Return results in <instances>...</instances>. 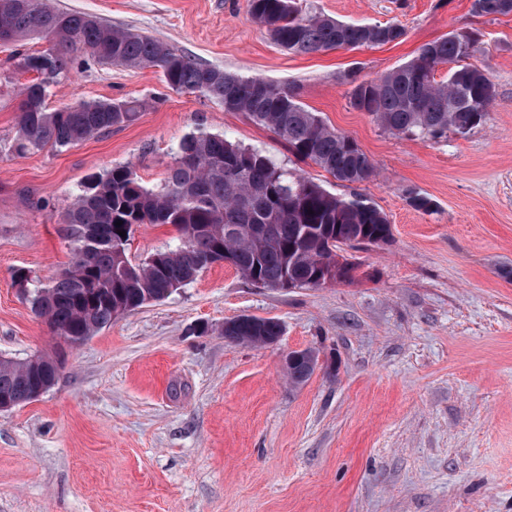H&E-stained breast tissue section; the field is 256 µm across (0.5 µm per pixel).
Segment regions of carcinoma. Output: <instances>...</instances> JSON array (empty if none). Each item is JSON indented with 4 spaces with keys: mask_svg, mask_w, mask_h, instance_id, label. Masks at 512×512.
Here are the masks:
<instances>
[{
    "mask_svg": "<svg viewBox=\"0 0 512 512\" xmlns=\"http://www.w3.org/2000/svg\"><path fill=\"white\" fill-rule=\"evenodd\" d=\"M29 2L25 10H0V28L9 29L13 42L50 37L56 86L69 78L78 51L101 63L156 68L171 89L198 92L226 112L245 113L271 130L295 157L314 162L339 182L361 183L375 172L354 139L326 125L284 85L203 65L148 35L114 28L83 12L60 10L46 0ZM249 8L270 39L293 55L397 43L405 35L395 23L353 24L304 13L297 0H249ZM471 12L509 15L512 0H472ZM478 43V33L454 30L423 44L410 60L376 79L359 82L349 72L344 78L353 84L351 105L393 135L434 142L450 131L465 135L487 120L496 98L492 81L468 63ZM41 56L25 54L20 61L21 68L37 77L20 90L17 131L9 147L16 155L47 144L62 148L85 141L133 123L145 109L138 100H79L49 110L50 88L39 77ZM447 64L448 76L436 80L437 67ZM407 195L416 210L436 211L433 200L420 191L409 189ZM66 223L70 268L45 286L34 285L25 269L15 274L21 287H34L33 312L73 346L113 317L168 297L217 260H228L252 283L273 287L288 278L300 288H318L328 279L354 281L357 264L336 260L340 246L392 237L386 215L368 199L334 195L263 152L212 134L180 143L157 190L141 185L128 167L92 178L70 204ZM140 224L172 225L177 244L133 261L128 242ZM120 230L126 235H119ZM225 335L232 343L251 344L255 336L277 335V324L243 325ZM49 359L1 360L0 395L28 401L38 364ZM312 373L306 359L288 362L294 384L306 382Z\"/></svg>",
    "mask_w": 512,
    "mask_h": 512,
    "instance_id": "obj_1",
    "label": "carcinoma"
}]
</instances>
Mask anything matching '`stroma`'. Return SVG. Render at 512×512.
<instances>
[{
	"mask_svg": "<svg viewBox=\"0 0 512 512\" xmlns=\"http://www.w3.org/2000/svg\"><path fill=\"white\" fill-rule=\"evenodd\" d=\"M140 31L199 62L294 88L375 165L359 184L294 157L267 128L158 70L76 53L47 99H139L124 127L18 157L17 53L0 45V356L60 357L40 398L0 411V512H512V14L472 15L471 0H297L351 23L401 24L399 43L309 55L282 51L249 0H51ZM481 45L471 62L496 87L485 124L441 142L396 136L350 104L344 79L373 80L453 30ZM221 135L302 171L330 192L361 194L393 239L341 253L350 283L259 288L219 263L167 298L113 318L72 347L50 334L15 285L68 266L66 212L90 178L127 166L158 188L179 143ZM430 196L413 209L407 189ZM169 225L136 227L129 256L164 250ZM273 318L277 345L229 342L225 321ZM319 368L293 385V350Z\"/></svg>",
	"mask_w": 512,
	"mask_h": 512,
	"instance_id": "stroma-1",
	"label": "stroma"
}]
</instances>
